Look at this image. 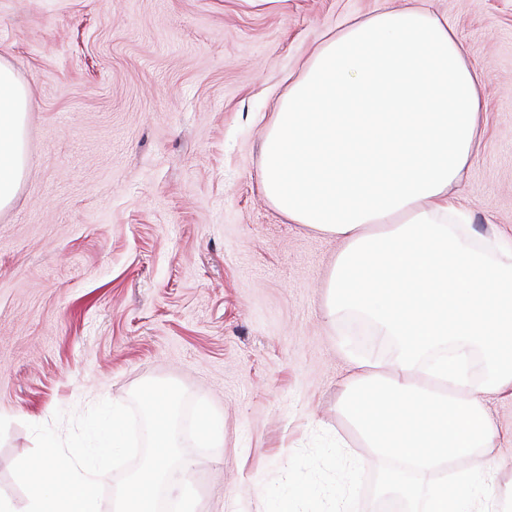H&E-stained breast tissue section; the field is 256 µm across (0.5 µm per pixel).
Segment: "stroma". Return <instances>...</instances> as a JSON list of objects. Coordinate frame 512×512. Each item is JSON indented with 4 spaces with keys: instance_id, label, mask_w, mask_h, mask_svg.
Returning a JSON list of instances; mask_svg holds the SVG:
<instances>
[{
    "instance_id": "35a3bbf8",
    "label": "stroma",
    "mask_w": 512,
    "mask_h": 512,
    "mask_svg": "<svg viewBox=\"0 0 512 512\" xmlns=\"http://www.w3.org/2000/svg\"><path fill=\"white\" fill-rule=\"evenodd\" d=\"M402 0H0V63L27 90L26 169L0 208V497L56 410L127 403L149 380L209 402L186 446L195 512H378L386 458L348 472L337 410L359 345L323 317L342 244L262 188L289 83L349 20ZM486 76L487 123L459 183L471 230L512 226V0H428Z\"/></svg>"
}]
</instances>
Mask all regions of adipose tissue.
<instances>
[{
    "instance_id": "ef3b65f1",
    "label": "adipose tissue",
    "mask_w": 512,
    "mask_h": 512,
    "mask_svg": "<svg viewBox=\"0 0 512 512\" xmlns=\"http://www.w3.org/2000/svg\"><path fill=\"white\" fill-rule=\"evenodd\" d=\"M484 77L424 0L349 22L321 43L267 133L263 190L289 220L336 237L324 318L365 309L401 343L352 361L339 404L364 447L410 466L384 488L410 512H512L487 397L512 389V232L475 240L459 184L486 125ZM26 91L0 64V206L24 168ZM493 364L470 382L460 357L422 367L439 342ZM479 457V469L466 460ZM457 463L421 500L418 477Z\"/></svg>"
}]
</instances>
